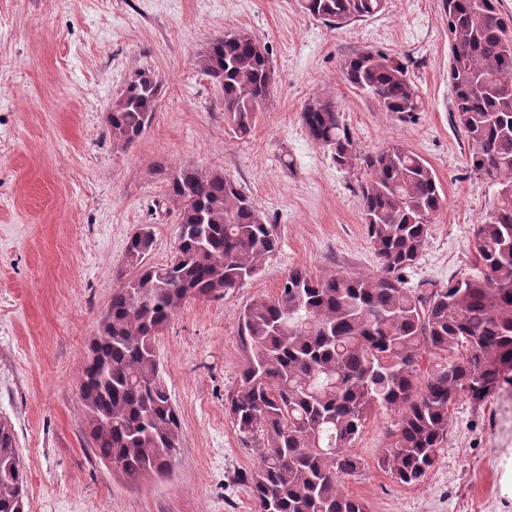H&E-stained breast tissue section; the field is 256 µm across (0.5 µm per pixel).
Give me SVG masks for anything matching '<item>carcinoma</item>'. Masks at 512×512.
Returning a JSON list of instances; mask_svg holds the SVG:
<instances>
[{
  "instance_id": "cac0c4a2",
  "label": "carcinoma",
  "mask_w": 512,
  "mask_h": 512,
  "mask_svg": "<svg viewBox=\"0 0 512 512\" xmlns=\"http://www.w3.org/2000/svg\"><path fill=\"white\" fill-rule=\"evenodd\" d=\"M441 3L454 120L471 146V167L496 185L474 233L475 273L446 285L409 284L404 272L443 203L435 172L398 143L357 153L335 102L310 100L300 113L310 138L336 168L365 172L363 220L378 271L313 276L295 268L275 295L240 311L247 355L225 409L242 438L261 448L240 475L254 512H368L342 484L361 469L349 448L373 413L397 416L378 466L413 485L437 464L458 398L482 404L512 389V24L500 0ZM301 4L342 27L383 11L387 0ZM197 65L219 93L224 131L249 136L272 86L268 47L247 29L226 31L198 53ZM342 74L383 112L420 110L399 57L364 48L347 57ZM159 90L148 70L130 77L112 102L113 142L139 138ZM167 202L178 221L172 259L147 263L148 224L129 238L123 265L135 275L120 274L79 375L83 436L96 460L131 480L167 474L181 442L156 336L186 298L223 297L256 277L280 244L276 225L220 170L171 171ZM27 486L14 428L1 418L0 512H25Z\"/></svg>"
}]
</instances>
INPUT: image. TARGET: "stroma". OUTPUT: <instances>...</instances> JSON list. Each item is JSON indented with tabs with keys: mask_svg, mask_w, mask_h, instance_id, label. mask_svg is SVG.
<instances>
[{
	"mask_svg": "<svg viewBox=\"0 0 512 512\" xmlns=\"http://www.w3.org/2000/svg\"><path fill=\"white\" fill-rule=\"evenodd\" d=\"M267 44L275 81L253 133L224 132L217 92L197 54L225 30ZM371 47L403 58L422 104L413 119L380 111L345 82L341 65ZM161 90L129 146L112 141L107 114L138 70ZM336 102L358 152L399 142L435 171L444 202L409 283L470 273L473 229L495 195L469 165L451 113L448 26L440 0H387L342 28L300 0H0V418L15 428L28 473L25 512H252L238 472L257 445L225 410L245 359L238 315L272 296L288 273L375 271L362 222V171L336 169L300 113ZM216 168L234 179L280 236L258 276L222 298L186 299L156 338L181 420L169 474L131 482L92 458L82 436L78 374L117 286L128 238L151 225L148 261L166 264L176 213L157 207L166 173ZM436 467L398 483L377 464L395 416L376 412L351 451L359 473L345 492L370 512H512L501 480L512 464V395L458 398Z\"/></svg>",
	"mask_w": 512,
	"mask_h": 512,
	"instance_id": "35a3bbf8",
	"label": "stroma"
}]
</instances>
